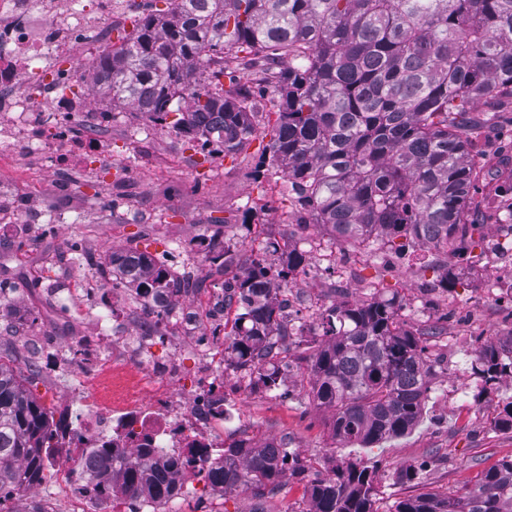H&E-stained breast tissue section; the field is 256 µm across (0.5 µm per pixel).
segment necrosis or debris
Instances as JSON below:
<instances>
[{"label": "necrosis or debris", "mask_w": 512, "mask_h": 512, "mask_svg": "<svg viewBox=\"0 0 512 512\" xmlns=\"http://www.w3.org/2000/svg\"><path fill=\"white\" fill-rule=\"evenodd\" d=\"M112 0H0V149L21 152L45 168H78L92 176H124L102 146L116 118L111 104L95 100L88 73L112 49ZM224 293L194 294L177 316L202 357L206 386L186 400L168 388L142 402L81 392L80 420L58 431L68 460L54 464L56 493L63 512H93L95 482L83 460L95 448H119L136 457L144 441L167 449L178 460L179 479L207 484L219 460L224 421L232 417L224 398ZM95 335L76 346L75 382L107 371L112 360L103 347L120 343L112 311L98 313Z\"/></svg>", "instance_id": "necrosis-or-debris-1"}]
</instances>
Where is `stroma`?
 I'll return each instance as SVG.
<instances>
[{
	"mask_svg": "<svg viewBox=\"0 0 512 512\" xmlns=\"http://www.w3.org/2000/svg\"><path fill=\"white\" fill-rule=\"evenodd\" d=\"M147 122L142 113L127 111L113 124L112 148L130 167L131 177L113 185L108 200L102 197V185L81 170L61 176L21 162L10 152L0 153V189L24 196L29 217L20 226L0 223V361L20 373L40 403L64 395L75 365L66 350L96 330L92 321L78 320L79 310L113 309L122 322L139 324L135 287L112 288L90 302L67 291L79 268L107 259L129 238L139 237L141 250L160 262L169 248L182 245L196 252L213 237L235 245V260L226 271L211 265L199 272L205 287L220 288L225 276L247 269L269 241L285 249L311 236L329 237L322 226L310 223L304 210L282 200L281 183L272 180L257 188L255 168L265 155V139H253L241 153L224 156L203 151L199 143L159 126L147 147L132 148L131 132ZM478 141L483 203L474 220L483 226L487 256L469 260L433 249L400 255L384 248L352 266L348 279L313 265L292 282L298 299L316 297L327 306L346 297L366 298L373 290L402 298L408 328L436 363L423 416L414 429L369 448L338 447L331 433L332 410L306 396L309 377L306 363L298 359L300 339L285 336L279 344L291 363L282 370V395L251 389L245 370L225 368V396L239 411L224 425L225 440L281 441L289 452L318 461L325 473L348 458L376 465L378 512H387L396 499L423 492L464 493L489 467L512 458V430L496 424L504 407L512 404V378L503 377L490 393L481 394V382L470 365L477 339L461 335L448 321L450 294L438 286L445 267L456 266L464 278L452 295L475 309L479 328L489 338L512 344V319L484 292L490 279L504 278L512 269V257L499 250L506 236L496 221L503 201L512 199V106L501 108L497 126L480 130ZM51 214L66 219L54 243L37 222ZM453 378L469 388L452 405L448 382ZM410 467L417 472L416 480L399 482L398 472ZM258 506L264 512H308L307 485L289 480L259 505L246 492L225 497L220 490L187 482L180 496L162 509L254 512Z\"/></svg>",
	"mask_w": 512,
	"mask_h": 512,
	"instance_id": "stroma-1",
	"label": "stroma"
}]
</instances>
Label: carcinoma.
Segmentation results:
<instances>
[{"mask_svg": "<svg viewBox=\"0 0 512 512\" xmlns=\"http://www.w3.org/2000/svg\"><path fill=\"white\" fill-rule=\"evenodd\" d=\"M133 23L91 73L112 107L219 154L269 138L255 181L282 179L283 197L338 245L376 249L402 238L400 251L417 244L451 252L467 239L483 242L474 237L483 225L471 218L480 205L477 142L466 130L494 126L498 109L512 104V0H166L164 9L149 0ZM231 63L255 89L239 85ZM476 99L486 100L480 116L466 108ZM269 104L275 120L262 124ZM307 266V252L294 248L277 268L259 255L224 282V304L236 306L224 360L251 371L253 386L267 392L279 389V338L291 335L278 292ZM96 271L156 298L191 280L132 245ZM402 310L396 296L345 298L319 318L326 340H305L307 397L333 410L343 448L400 437L420 421L434 365ZM471 367L485 391L512 377V356L486 340ZM54 439L46 407L0 362V499L42 480ZM157 453L142 447L116 469L114 449L103 447L87 467L100 494L118 487L157 512L170 495L162 472L174 468L171 460L159 465ZM213 477L224 495L249 490L260 503L287 479L305 480L310 512H376L379 494L374 469L357 460L322 475L271 441L224 445ZM391 512H512V459L463 494L410 496Z\"/></svg>", "mask_w": 512, "mask_h": 512, "instance_id": "obj_1", "label": "carcinoma"}]
</instances>
